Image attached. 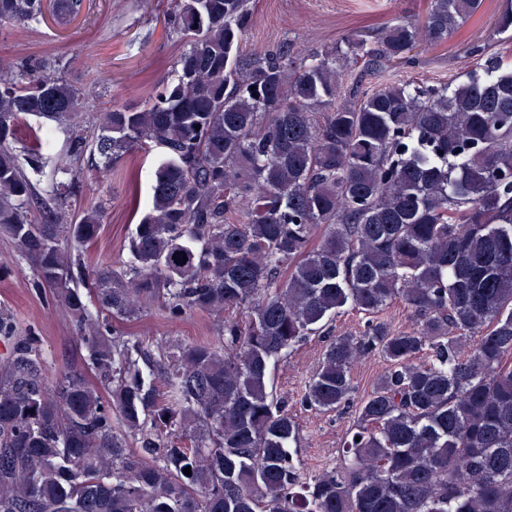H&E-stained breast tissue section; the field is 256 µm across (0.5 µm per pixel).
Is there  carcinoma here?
<instances>
[{"label": "carcinoma", "mask_w": 512, "mask_h": 512, "mask_svg": "<svg viewBox=\"0 0 512 512\" xmlns=\"http://www.w3.org/2000/svg\"><path fill=\"white\" fill-rule=\"evenodd\" d=\"M481 4L429 0L425 28L398 21L347 54L247 53L250 0H171L164 28L185 46L173 75L91 134L63 76L0 63V232L36 257L34 287L78 324L100 378L48 380L0 312V512H512V63L377 86L347 63L414 67L421 36L448 38ZM48 7L57 22L90 10L0 0V27ZM24 116L66 128L102 173L162 147L121 266L74 254L106 207H62L76 174L49 156V127H30L20 161ZM47 167L56 207L40 224L27 170ZM396 301L411 327L383 317ZM150 303L173 321L215 313L222 334L152 351L114 330ZM346 308L361 330L330 341L296 403L354 423L339 463L306 478L268 373ZM369 356L386 369L357 399L351 371Z\"/></svg>", "instance_id": "obj_1"}]
</instances>
